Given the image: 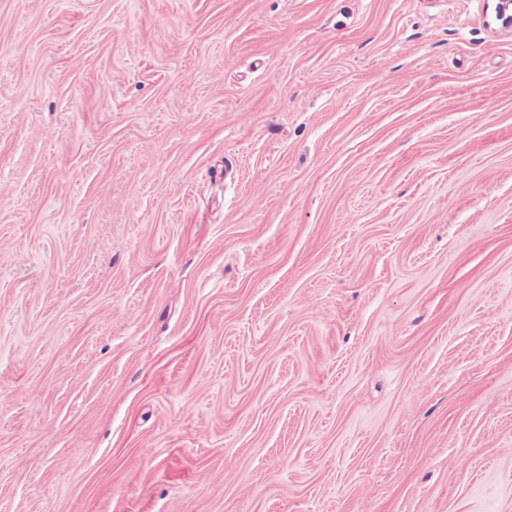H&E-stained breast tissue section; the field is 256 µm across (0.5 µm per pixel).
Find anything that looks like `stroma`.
I'll use <instances>...</instances> for the list:
<instances>
[{
	"label": "stroma",
	"instance_id": "35a3bbf8",
	"mask_svg": "<svg viewBox=\"0 0 512 512\" xmlns=\"http://www.w3.org/2000/svg\"><path fill=\"white\" fill-rule=\"evenodd\" d=\"M0 512H512L490 0H0Z\"/></svg>",
	"mask_w": 512,
	"mask_h": 512
}]
</instances>
